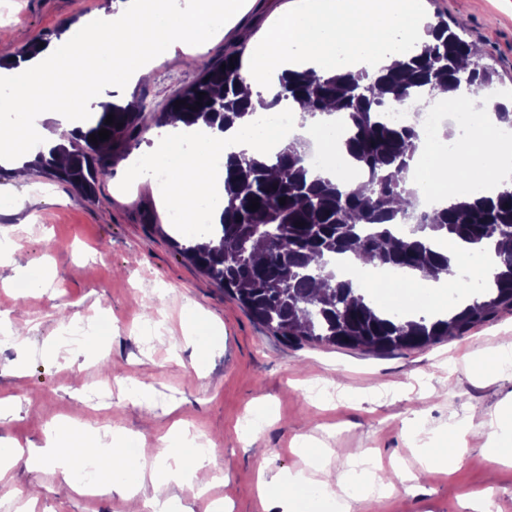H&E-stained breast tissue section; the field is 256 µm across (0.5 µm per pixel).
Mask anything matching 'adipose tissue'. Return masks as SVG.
<instances>
[{
	"mask_svg": "<svg viewBox=\"0 0 512 512\" xmlns=\"http://www.w3.org/2000/svg\"><path fill=\"white\" fill-rule=\"evenodd\" d=\"M223 10L222 0H208L204 10L190 16L181 10L179 0H166L162 7L155 0H114L110 8L72 25L59 41L18 59L12 67L0 68V85L12 92L11 97L0 98V110L14 108L19 101L27 104L17 124L0 126V167L24 174L39 150L67 144L77 124L70 109L58 102L55 90L65 88L77 97L92 98L104 78L134 83L149 77L156 51L188 46L195 55H203L211 17ZM424 26L416 0H299L297 11L281 31L262 45V64L252 70L243 86L251 103L250 114L223 131L202 121L188 126L179 118H169L154 128L152 146L131 155L129 168L135 172L145 166L168 167L170 190L164 203L172 209H188L194 199L224 190L210 170L213 149L260 154L259 141L247 137L245 131L256 114L266 111L271 89L285 71L329 76L345 69L372 74L406 60L409 48L423 39ZM77 39L83 42L78 54L70 49ZM432 103L438 107L463 104L481 127L469 150H422V176L442 189L450 177L465 169L483 171L502 182L512 180V169L499 167L501 159H512V141L497 136L500 123L484 94L440 91ZM189 136L196 145L185 154L181 142ZM466 426V421H458L433 441L421 443L417 448L421 468H459ZM194 440L187 424L175 421L162 457L149 468L127 456L121 431L79 433L71 425L58 424L40 445L0 439V476L19 465L29 469L48 466L72 490L77 463L94 461L101 465V492L142 499L147 512H173L167 496L170 482L187 481L203 491L212 481L210 458L197 453ZM300 454L306 468L278 481V505L283 510L310 494L311 472L319 468L324 451L307 441Z\"/></svg>",
	"mask_w": 512,
	"mask_h": 512,
	"instance_id": "obj_1",
	"label": "adipose tissue"
}]
</instances>
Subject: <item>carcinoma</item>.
Instances as JSON below:
<instances>
[{
	"label": "carcinoma",
	"mask_w": 512,
	"mask_h": 512,
	"mask_svg": "<svg viewBox=\"0 0 512 512\" xmlns=\"http://www.w3.org/2000/svg\"><path fill=\"white\" fill-rule=\"evenodd\" d=\"M426 31L427 39L415 45L406 62L380 75L321 78L288 71L268 104L275 109L285 101L298 102L310 115L340 113L346 125L343 146L357 174L365 177L369 195L360 196L347 190L342 179L312 171L306 163L308 145L297 139L259 159L230 153L224 157L222 223L199 231L201 237H220V246L179 248L284 343H325L385 354L460 335L500 306H512V194L469 192L468 200L425 214L417 226L424 236L397 231L409 219L408 172L420 137L414 125L385 122L383 110L425 99L437 88L457 90L462 76L470 77L476 90H487L496 76L447 21L429 23ZM247 72L239 52L207 64L201 79L179 96L183 104L160 113L156 124L177 113L188 125L202 117L210 126L226 129L247 114L249 102L240 96ZM145 110L141 100L100 104L69 146L40 153L32 167L94 196L102 178L148 130ZM110 114L113 124L108 125ZM102 129L111 132L109 138L92 142L90 135ZM59 153L68 157L64 166L56 163ZM253 201L259 208L250 209ZM429 231H442L470 245L473 253L491 248L497 257L493 281L479 284L470 304L451 306L446 319L427 313L402 322L399 311L379 312L364 289L329 267L327 257L351 254L387 268L441 272L448 284L462 286L460 264L434 248V239L425 236Z\"/></svg>",
	"instance_id": "1"
}]
</instances>
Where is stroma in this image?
<instances>
[{
  "label": "stroma",
  "instance_id": "35a3bbf8",
  "mask_svg": "<svg viewBox=\"0 0 512 512\" xmlns=\"http://www.w3.org/2000/svg\"><path fill=\"white\" fill-rule=\"evenodd\" d=\"M239 7L208 38L203 59L182 49L163 53L150 81L105 80L101 97L124 104L143 100L162 111L213 61L240 41H266L292 13L296 0H237ZM107 0H0V29L16 49L35 38L55 40L65 24L107 8ZM429 19L441 18L478 43L498 73L496 88L512 89V0H423ZM148 178L130 180L126 163L103 178L94 199L32 173L27 184L0 174V313L25 334L0 337V398L17 399L0 418V437L41 443L58 422L110 425L137 441L153 461L174 419L204 434L215 478L208 490L183 485L171 493L183 506L222 501L226 512H260L259 469L274 475L303 469L290 444L307 436L327 453L326 478L338 479L349 460L373 456L388 491L365 498L356 512H468L466 493L491 487L494 512H512V462L493 463L485 422L512 399V368L492 370L488 357L512 345V308L460 336L414 350L378 356L361 350L305 343L290 346L270 335L223 288L179 254L168 210L156 204ZM39 268L47 290L29 284ZM200 314L193 341L182 335L186 305ZM96 325L92 354L71 356L74 321ZM119 367L125 384L112 381ZM111 385L109 401L91 402L88 389ZM153 390L154 418L142 419L131 389ZM272 413L257 434L268 449L259 460L240 439L251 409ZM418 418L424 434L468 419L459 469L421 470L403 421ZM35 497L34 512H127L111 493L90 500L59 489L45 467L15 469L0 485V512H15L10 487Z\"/></svg>",
  "mask_w": 512,
  "mask_h": 512
}]
</instances>
